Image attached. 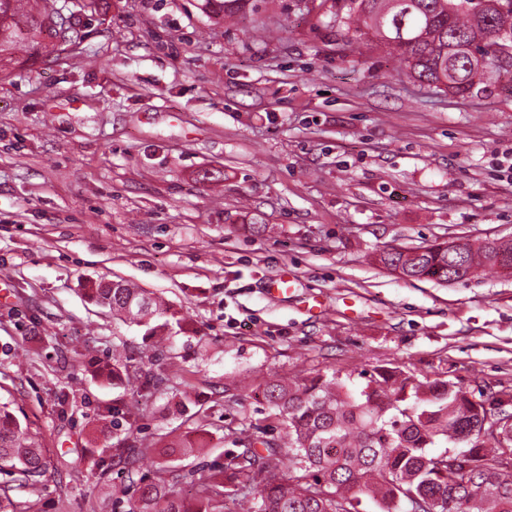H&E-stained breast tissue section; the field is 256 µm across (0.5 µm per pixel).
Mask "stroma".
<instances>
[{
	"instance_id": "1",
	"label": "stroma",
	"mask_w": 512,
	"mask_h": 512,
	"mask_svg": "<svg viewBox=\"0 0 512 512\" xmlns=\"http://www.w3.org/2000/svg\"><path fill=\"white\" fill-rule=\"evenodd\" d=\"M68 21L80 42L0 68V399L41 432L47 467L18 498L36 512H112L123 466H94L125 436L203 430L219 464L225 427L263 417L236 375H340L396 362L512 388V276L439 286L382 269L392 247L512 237V81L469 93L409 78L382 48L347 41L326 7L250 0H100ZM262 225L254 233V225ZM293 292L270 293L281 271ZM127 280L190 326L169 343L208 408L97 379L92 360L149 349L91 304L92 281Z\"/></svg>"
}]
</instances>
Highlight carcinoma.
I'll return each instance as SVG.
<instances>
[{"label": "carcinoma", "instance_id": "cac0c4a2", "mask_svg": "<svg viewBox=\"0 0 512 512\" xmlns=\"http://www.w3.org/2000/svg\"><path fill=\"white\" fill-rule=\"evenodd\" d=\"M332 0V19L356 40L398 55L416 81L458 94L500 75L476 53L512 34V0ZM68 0H0V62L17 63L27 42L47 54L81 39L66 27ZM405 280L442 285L475 279L485 269L512 263V242L498 246L448 243L420 249L391 248L375 258ZM95 306L143 336L163 343L187 327L159 296L123 280L86 289ZM171 373L133 362L126 347L99 365L97 377L138 384L145 394L172 392L179 414L204 413L197 388L183 378L179 355L161 350ZM359 384L336 371L280 376L262 383L268 413L229 430L224 462L190 470L162 465L148 479L134 468L146 449L134 437L138 413L125 411L126 435L96 466L128 465L139 478L138 497L127 512H512V469L503 467L502 443L512 447V422L493 428V412L512 407V389L474 393L451 372L421 378L395 363L360 371ZM171 453L200 457L205 445L193 434L170 443ZM463 449L467 470L448 467V450ZM45 467L38 435L0 402V512H33L14 492L36 486ZM193 487L191 498L180 486Z\"/></svg>", "mask_w": 512, "mask_h": 512}]
</instances>
